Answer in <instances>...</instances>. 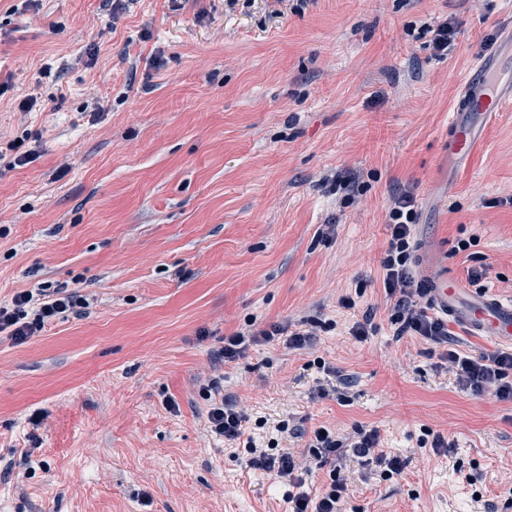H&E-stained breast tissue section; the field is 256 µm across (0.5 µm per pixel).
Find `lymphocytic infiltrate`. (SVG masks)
I'll use <instances>...</instances> for the list:
<instances>
[{
	"label": "lymphocytic infiltrate",
	"instance_id": "f902f5d3",
	"mask_svg": "<svg viewBox=\"0 0 512 512\" xmlns=\"http://www.w3.org/2000/svg\"><path fill=\"white\" fill-rule=\"evenodd\" d=\"M415 208L411 196L393 199L388 212L390 238L381 259L383 287L390 300V322L399 336H419L437 345L447 346L449 371L455 372L463 388L476 393H491L501 399L512 398V352L495 353L476 361L449 349L448 325L430 314L424 300L425 292L411 272L414 242L412 226ZM87 301L68 291L66 286L42 285L34 290L17 292L10 305L0 306V333H7L15 343H26L40 335L46 324L56 318H67L75 308L86 307ZM208 420L215 436L242 448L251 468L274 474L286 485L285 498L289 512H340V501L346 490V480L334 464L342 450L365 463L381 468L382 477L401 473L404 462L380 447V435L375 429H357L353 439L338 438L333 430L313 429L306 441L307 454L297 456L279 451L280 441L291 436L288 423H279L266 446H258L249 427V417L237 404L213 400ZM329 468L331 483L321 492L306 488V477L313 470Z\"/></svg>",
	"mask_w": 512,
	"mask_h": 512
}]
</instances>
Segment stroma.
Wrapping results in <instances>:
<instances>
[{"mask_svg": "<svg viewBox=\"0 0 512 512\" xmlns=\"http://www.w3.org/2000/svg\"><path fill=\"white\" fill-rule=\"evenodd\" d=\"M511 25L512 0H0V304L48 282L90 302L25 344L0 334V512H285L211 436V375L269 432L378 429L405 466L343 458L348 512H496L512 400L394 336L380 261L408 192L421 284L480 269L512 300V105L448 158L457 80ZM312 320L329 328L309 348L217 358L246 325ZM427 429L454 450L420 447ZM455 34L456 29L451 23L442 22L437 26V29L435 30V37L433 39L435 57L445 58L448 56V48L452 45Z\"/></svg>", "mask_w": 512, "mask_h": 512, "instance_id": "1", "label": "stroma"}]
</instances>
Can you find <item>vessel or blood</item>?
Listing matches in <instances>:
<instances>
[{
    "mask_svg": "<svg viewBox=\"0 0 512 512\" xmlns=\"http://www.w3.org/2000/svg\"><path fill=\"white\" fill-rule=\"evenodd\" d=\"M502 57L476 58L459 78L457 102L448 118V149L464 156L479 146L498 113L512 104V76L503 77L507 60H512V31L505 36ZM438 310L464 329L512 345V303L463 288L439 278L432 283Z\"/></svg>",
    "mask_w": 512,
    "mask_h": 512,
    "instance_id": "b4317fda",
    "label": "vessel or blood"
}]
</instances>
